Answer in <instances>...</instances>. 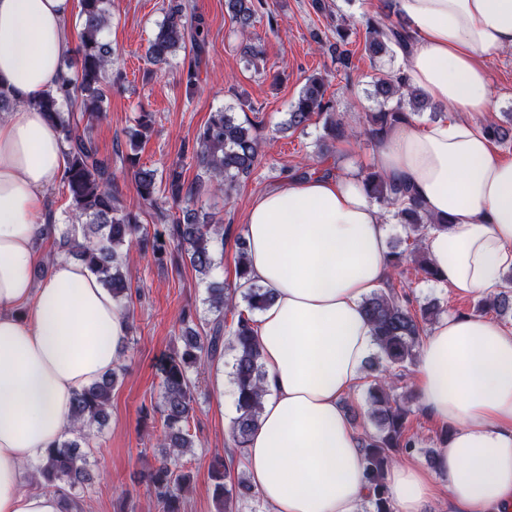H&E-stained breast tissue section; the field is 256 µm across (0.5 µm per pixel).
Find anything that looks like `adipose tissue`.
<instances>
[{
	"instance_id": "obj_1",
	"label": "adipose tissue",
	"mask_w": 512,
	"mask_h": 512,
	"mask_svg": "<svg viewBox=\"0 0 512 512\" xmlns=\"http://www.w3.org/2000/svg\"><path fill=\"white\" fill-rule=\"evenodd\" d=\"M414 36L411 87L458 112L378 139L377 169L409 187L431 217L423 247L441 286L497 292L512 268V160L469 112H492L486 64L512 50V0H393ZM70 0H0V84L20 104L0 114V512H66L50 490L25 489L26 464L70 428L76 391L125 352L130 314L86 265L56 254L44 279L46 196L64 169L61 139L37 100L58 91L73 49ZM390 224L359 177L291 179L251 204V278L273 301L254 318L267 370L246 471L270 512H360L369 484L342 399L375 341L363 301L388 280ZM413 384L450 430L432 467L402 457L386 484L395 512H427L446 480L449 512H512V328L448 316L428 333Z\"/></svg>"
}]
</instances>
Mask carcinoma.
<instances>
[{
    "label": "carcinoma",
    "instance_id": "obj_1",
    "mask_svg": "<svg viewBox=\"0 0 512 512\" xmlns=\"http://www.w3.org/2000/svg\"><path fill=\"white\" fill-rule=\"evenodd\" d=\"M225 5L231 18L244 30L258 13L261 0H225ZM78 8L81 29L74 50L77 61L64 63L67 71L74 72V79L68 78L64 83L73 84V89H65L61 98L48 92L39 101L41 112L57 129L64 145L62 181L68 193V225L59 239L58 249L80 258L113 298L121 301L131 290L130 278L122 271L127 257L121 254V249L134 246L145 250L149 234L139 214L123 204L114 186L111 165L99 157L97 145L89 134L92 122L103 115L105 88L111 84L109 73L116 51L103 32L111 21L112 0H78ZM207 37L202 19L189 20L187 5L178 3L170 7L148 40L146 58L152 65H164L177 51L188 50L189 58L182 65V80L187 91L192 92L199 81ZM410 40L402 24L385 25L373 19L366 22L365 50L373 59L394 56V47L406 45ZM374 98L378 109L367 113L365 133L376 140L392 125L411 122L415 111L425 106L424 96L396 73L376 77ZM319 120L334 142L355 135L354 128L336 115L333 101L326 98L325 80L313 77L290 107L288 128L304 130ZM254 127L248 119L237 123L224 111L213 112L183 153L191 154L196 165L216 183V189L228 195L239 179L249 176L258 163L261 142L252 133ZM123 162L132 169L142 204L153 209L157 222L166 225L177 258L188 263L196 273L209 274L215 268L217 254L224 252L223 218L194 208L196 188L185 182L179 165L172 166L167 178L159 180L157 171L139 166L138 155L128 153ZM361 181L369 197L409 230L407 248L391 254L390 266L397 271L410 261L425 279L436 280L423 240L429 231L447 228L448 222L433 220L403 185L381 172H369ZM235 245V276L247 282V286L209 285L208 305L213 312L209 334L199 335L187 325V320H182L183 349L168 357L161 367L164 395L159 446L168 452L158 467L143 476V481L162 505L163 512H180L181 497L190 483V475L170 466L168 458L182 456L195 447L188 431L194 411V376L202 373L207 362L223 356L226 347L234 352L231 369L238 390L237 417L231 431L234 445L246 447L259 423L266 369L254 338L252 316L266 306L271 293L248 278L244 235L237 236ZM241 302L244 309L240 311ZM478 308L498 315L512 313V273L503 276L499 292L481 299ZM235 309L237 319L228 328L224 313ZM363 310L385 362L383 375L367 389V413L376 431L361 433L365 474L372 490L369 503L373 512H394L386 489L387 470L397 458L398 450L416 448L414 437L407 433L412 390H399V383L408 377L422 338L438 311L433 306L413 310L407 294L391 287L366 297ZM117 379L118 371L114 370L74 394L69 437L51 444L37 467L43 487L69 498L72 491L91 482L87 460L80 448L89 445L91 426L109 422L112 388ZM212 477L216 481L220 512H239L238 501L256 497L243 477L232 481L230 463L216 460Z\"/></svg>",
    "mask_w": 512,
    "mask_h": 512
}]
</instances>
